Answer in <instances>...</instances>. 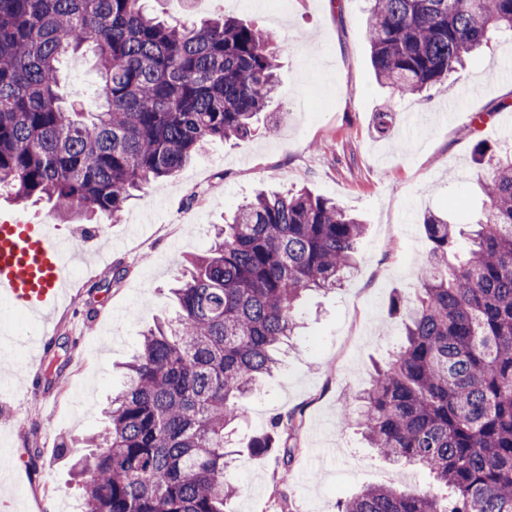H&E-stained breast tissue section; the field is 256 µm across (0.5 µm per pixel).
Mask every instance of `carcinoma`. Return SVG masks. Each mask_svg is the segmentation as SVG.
Here are the masks:
<instances>
[{"label": "carcinoma", "instance_id": "obj_1", "mask_svg": "<svg viewBox=\"0 0 512 512\" xmlns=\"http://www.w3.org/2000/svg\"><path fill=\"white\" fill-rule=\"evenodd\" d=\"M144 2L0 0V189L15 201L117 218L206 142L254 132L277 88L273 35L233 17L167 22ZM368 2L375 77L403 97L443 85L491 35L512 39V0ZM89 42L99 104L82 112L57 61ZM474 156L492 172L482 217L467 234L423 217L430 253L403 341L339 420L449 495L370 485L338 512H512V149L480 140ZM363 232L304 189L260 192L215 227L79 460L86 512H234L226 428L276 367L303 293L341 286ZM300 427L277 417L248 448L291 460Z\"/></svg>", "mask_w": 512, "mask_h": 512}]
</instances>
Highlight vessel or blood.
Returning a JSON list of instances; mask_svg holds the SVG:
<instances>
[{
  "label": "vessel or blood",
  "mask_w": 512,
  "mask_h": 512,
  "mask_svg": "<svg viewBox=\"0 0 512 512\" xmlns=\"http://www.w3.org/2000/svg\"><path fill=\"white\" fill-rule=\"evenodd\" d=\"M73 254V240L54 235L50 225L1 221L0 297L17 301L32 316L46 317L68 283Z\"/></svg>",
  "instance_id": "1"
}]
</instances>
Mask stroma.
<instances>
[{"instance_id":"stroma-1","label":"stroma","mask_w":512,"mask_h":512,"mask_svg":"<svg viewBox=\"0 0 512 512\" xmlns=\"http://www.w3.org/2000/svg\"><path fill=\"white\" fill-rule=\"evenodd\" d=\"M165 17L192 22L231 16L257 23L276 38L279 86L271 109L286 118L275 135L257 131L215 141L175 176L144 190L116 219L92 225L53 216L49 203L20 204L0 196V217L44 222L85 245L70 299L53 313L50 332L39 323L0 331V382L35 386L31 396L0 400L9 417L12 469L0 477V512H83L73 476L77 448L105 426L104 408L128 382L125 363L143 332L175 303L169 288L186 261L207 252L214 225L259 188L307 187L335 198L364 220L357 264L336 291L307 295L301 327L282 362L246 399L247 417L232 435L226 470L236 487L235 512H336L338 500L360 488L400 484L433 493L428 473L402 470L366 448L356 427L340 428L343 404L368 387L399 341L393 297L415 301L419 269L430 244L422 217L447 213L453 224L481 216L490 181L477 165V141H512V57L492 42L474 51L445 87L402 97L373 75L366 37L367 0H288L272 17L251 0H148ZM69 100L95 107L99 73L90 50L62 57ZM456 101L451 119L442 113ZM426 119L409 130V113ZM393 115L388 136L375 116ZM125 267L113 280L115 266ZM301 422L299 451H248L272 418Z\"/></svg>"}]
</instances>
